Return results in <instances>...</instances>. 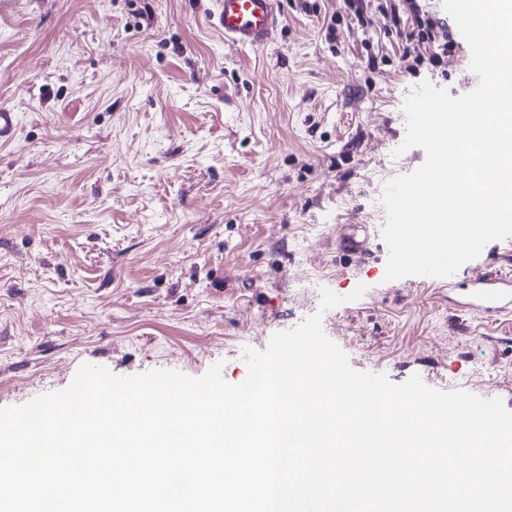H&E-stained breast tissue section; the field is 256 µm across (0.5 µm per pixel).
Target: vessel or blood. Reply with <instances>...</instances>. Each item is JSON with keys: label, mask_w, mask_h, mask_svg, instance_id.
Wrapping results in <instances>:
<instances>
[{"label": "vessel or blood", "mask_w": 512, "mask_h": 512, "mask_svg": "<svg viewBox=\"0 0 512 512\" xmlns=\"http://www.w3.org/2000/svg\"><path fill=\"white\" fill-rule=\"evenodd\" d=\"M224 38L234 45L249 48L264 46L278 24V0H220ZM369 236L341 232L336 239L339 251L348 255H367ZM470 307L483 313L512 312V280L503 276L476 279Z\"/></svg>", "instance_id": "1"}]
</instances>
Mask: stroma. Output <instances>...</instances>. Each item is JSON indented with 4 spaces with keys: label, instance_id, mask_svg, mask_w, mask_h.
I'll return each instance as SVG.
<instances>
[{
    "label": "stroma",
    "instance_id": "35a3bbf8",
    "mask_svg": "<svg viewBox=\"0 0 512 512\" xmlns=\"http://www.w3.org/2000/svg\"><path fill=\"white\" fill-rule=\"evenodd\" d=\"M389 0H280L264 47L226 42L219 0H0V407L66 389L85 363L120 377L245 381V349L322 312L358 372L501 399L512 410V315L466 302L512 274L502 244L447 278L385 281L339 227H382L403 102L422 81L474 90L455 22L406 40ZM336 32H328L331 16ZM454 41L441 65L431 59ZM366 290L350 300L357 285ZM347 301L320 311V290ZM363 225V236H356L345 232H339L336 239V248L347 255L364 256L369 251L370 233L369 229Z\"/></svg>",
    "mask_w": 512,
    "mask_h": 512
}]
</instances>
